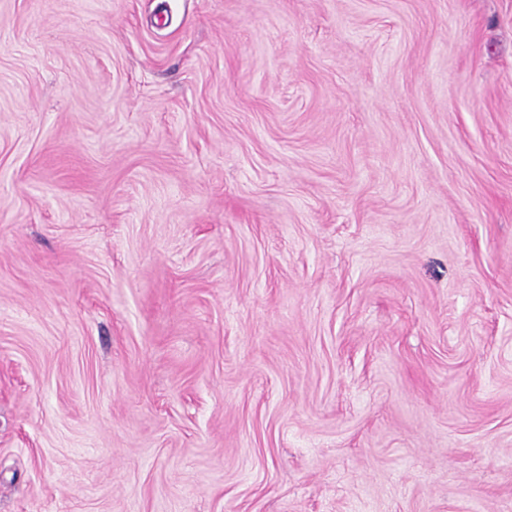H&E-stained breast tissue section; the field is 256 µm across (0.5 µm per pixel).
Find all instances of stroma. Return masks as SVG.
Returning a JSON list of instances; mask_svg holds the SVG:
<instances>
[{
    "label": "stroma",
    "mask_w": 512,
    "mask_h": 512,
    "mask_svg": "<svg viewBox=\"0 0 512 512\" xmlns=\"http://www.w3.org/2000/svg\"><path fill=\"white\" fill-rule=\"evenodd\" d=\"M0 512H512V0H0Z\"/></svg>",
    "instance_id": "35a3bbf8"
}]
</instances>
